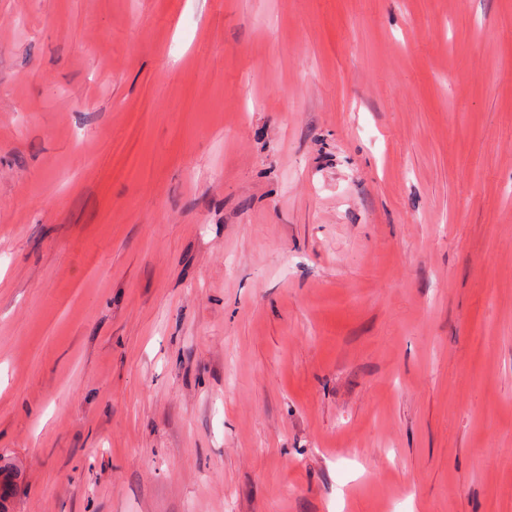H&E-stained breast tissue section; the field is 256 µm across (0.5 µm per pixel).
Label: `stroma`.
<instances>
[{
  "instance_id": "obj_1",
  "label": "stroma",
  "mask_w": 512,
  "mask_h": 512,
  "mask_svg": "<svg viewBox=\"0 0 512 512\" xmlns=\"http://www.w3.org/2000/svg\"><path fill=\"white\" fill-rule=\"evenodd\" d=\"M10 512H512V0H0Z\"/></svg>"
}]
</instances>
